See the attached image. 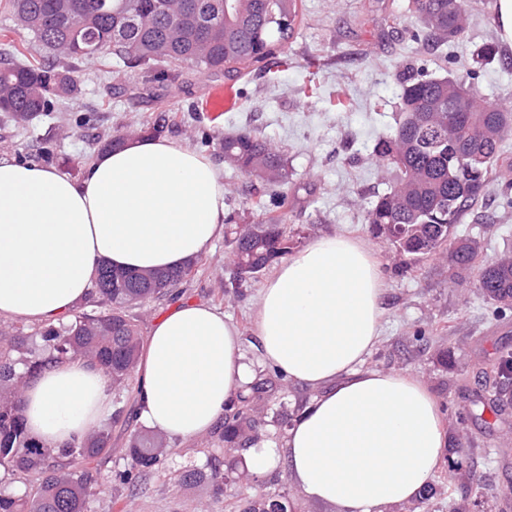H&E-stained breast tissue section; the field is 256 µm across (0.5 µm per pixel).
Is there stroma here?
Returning <instances> with one entry per match:
<instances>
[{
	"label": "stroma",
	"instance_id": "stroma-1",
	"mask_svg": "<svg viewBox=\"0 0 512 512\" xmlns=\"http://www.w3.org/2000/svg\"><path fill=\"white\" fill-rule=\"evenodd\" d=\"M497 2L468 0L463 34L437 50L416 42L409 0H298L292 37L236 77H208L185 66L176 82L162 84L144 69L116 63L107 80L99 61L79 62L74 66L84 88L79 105L38 117L24 130L0 118V157L33 164L47 147L54 152L52 168L79 179L101 140L155 126L160 136L218 164L225 214L248 224L254 220L250 200L260 184L225 163L218 145H201L200 138L250 130L269 141L288 160L287 223L297 247L344 233L375 247L385 283L384 315L368 367L408 372L426 382L449 439L463 441L487 497L485 512H512V407L491 423L480 403L488 395L486 375L495 358L512 352V311L493 316L473 273H455L443 255L411 261L375 237L366 222L376 194L394 183V172L376 164L372 148L402 118L403 75L424 68L436 77L456 78L473 66L485 101L512 111V45L501 39ZM485 44L495 46V56L473 64V51ZM226 91L232 106L212 111L211 98ZM457 231L480 238L483 257L494 258L512 250V210L490 194L479 212L464 216ZM230 262V246L217 240L173 295L134 308L142 333H150L175 302L209 304L239 327L245 352H252V315L267 277L244 284L240 294H223ZM419 330L430 332L429 341H415ZM219 433L215 427L172 440L165 468L147 477L144 490L119 496L111 479L126 463L127 437L113 434L90 512H236V486L219 495L209 483L180 481L185 470L204 466L210 456H226Z\"/></svg>",
	"mask_w": 512,
	"mask_h": 512
}]
</instances>
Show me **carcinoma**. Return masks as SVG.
Listing matches in <instances>:
<instances>
[{"mask_svg":"<svg viewBox=\"0 0 512 512\" xmlns=\"http://www.w3.org/2000/svg\"><path fill=\"white\" fill-rule=\"evenodd\" d=\"M15 25L27 31L32 44L54 61L17 63L0 57V112L24 127L39 115L65 112L80 100L81 88L73 63L115 55L127 67L151 69L164 63L163 81L179 77L190 65L206 75H233L273 54L276 45L292 36L298 16L297 0H10ZM418 37L426 48L455 42L466 21L465 0H413ZM187 22L176 30L173 17ZM136 23L129 24V16ZM213 22L207 35L196 33V19ZM478 75L467 71L455 79L462 93L448 95L449 78L425 75L400 88L403 115L395 132L377 140L373 154L393 169L397 179L379 194L367 211L372 231L408 255L448 252V261L461 271L476 272L478 288L494 311L512 309V252L485 262L481 245L470 235L459 236L457 225L487 196L501 187L505 205L512 208V113L481 103ZM224 162L255 179L269 191L251 202L259 211L256 222L224 225L230 236L234 273L232 283L257 277L291 252L293 239L285 213L288 163L269 143L243 130L219 138ZM471 151L478 162L468 167L457 158ZM196 263L173 270L117 272L104 268L95 282V303L101 311L78 312L67 323L44 325L31 334L23 327L0 328V465L30 480L21 494L0 491V512H88L93 488L99 484L98 462L112 451V431L128 434L124 449L128 466L114 471L116 488L138 489L143 476L161 467L169 453L167 438L136 428L116 399L108 426L62 447L44 445L26 429L21 391L44 368L47 360L86 359L99 364L117 393L135 395L132 382L141 353L138 319L129 313L136 305L167 296L192 274ZM41 338L44 346L36 344ZM495 386L490 412L499 417L509 405L512 353L492 365ZM276 398V386L266 378L253 382L247 394L224 409L220 439L225 448L243 452L260 439L265 421L255 416L258 406ZM439 482L450 488L470 486L471 469L463 453L449 456ZM186 482L209 481L224 492L227 474L217 466L195 468ZM239 512H297L298 504L284 494L240 493Z\"/></svg>","mask_w":512,"mask_h":512,"instance_id":"cac0c4a2","label":"carcinoma"}]
</instances>
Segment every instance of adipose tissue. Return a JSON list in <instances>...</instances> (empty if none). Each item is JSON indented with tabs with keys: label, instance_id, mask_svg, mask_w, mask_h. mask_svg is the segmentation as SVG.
Listing matches in <instances>:
<instances>
[{
	"label": "adipose tissue",
	"instance_id": "obj_1",
	"mask_svg": "<svg viewBox=\"0 0 512 512\" xmlns=\"http://www.w3.org/2000/svg\"><path fill=\"white\" fill-rule=\"evenodd\" d=\"M224 229L209 158L143 137L98 154L82 180L0 159V315H70L101 266L169 269L207 254ZM385 288L372 243L325 236L281 263L253 317L256 359L223 312L180 302L156 320L135 369L137 417L170 438L211 429L248 393L254 365L315 391L281 447L242 455L250 478L285 463L301 495L336 512H392L420 500L447 446L438 402L410 373L367 368ZM31 436L60 446L112 415L103 369L50 362L21 393Z\"/></svg>",
	"mask_w": 512,
	"mask_h": 512
}]
</instances>
